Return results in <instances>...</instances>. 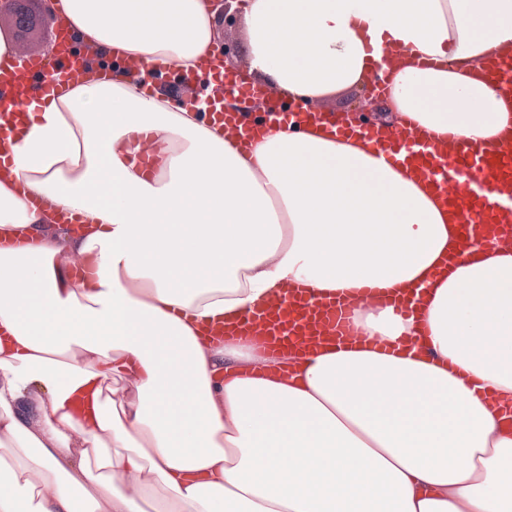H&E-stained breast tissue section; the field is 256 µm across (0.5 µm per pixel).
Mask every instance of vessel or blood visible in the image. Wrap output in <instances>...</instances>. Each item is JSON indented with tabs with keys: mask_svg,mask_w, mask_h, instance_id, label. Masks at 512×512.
Here are the masks:
<instances>
[{
	"mask_svg": "<svg viewBox=\"0 0 512 512\" xmlns=\"http://www.w3.org/2000/svg\"><path fill=\"white\" fill-rule=\"evenodd\" d=\"M486 69L502 91L512 92V51L490 56ZM56 75L80 79L82 65L66 52L51 58L19 56L8 72L0 73V88L10 90L7 104L17 111L29 94L33 77ZM247 97L262 123L312 122L340 136L350 133L375 141L387 163L402 165L406 172L433 185L456 215L463 246L475 245L486 227L504 222L512 225V137L506 144L494 146L455 137L441 143L400 124L380 130L347 112L287 109L257 87L250 88ZM213 118L223 125L226 139L239 149H248L259 125L228 107L215 109ZM211 336L225 343L252 344L267 357L285 362L325 344L361 339L362 334L355 325L354 304L339 295H311L305 285L296 283L243 321L213 328Z\"/></svg>",
	"mask_w": 512,
	"mask_h": 512,
	"instance_id": "1",
	"label": "vessel or blood"
}]
</instances>
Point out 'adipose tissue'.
Instances as JSON below:
<instances>
[{
    "mask_svg": "<svg viewBox=\"0 0 512 512\" xmlns=\"http://www.w3.org/2000/svg\"><path fill=\"white\" fill-rule=\"evenodd\" d=\"M253 81L305 107L388 57L380 126L495 142L512 0H242ZM206 0H53L84 79L0 121V512H512V250L458 246L438 195L368 142L303 124L247 154L151 59L215 96ZM424 299L356 323L421 350L333 345L289 375L211 342L288 283ZM102 462L101 473L89 466ZM487 73L496 81L502 91L512 92V50L495 53L486 61Z\"/></svg>",
    "mask_w": 512,
    "mask_h": 512,
    "instance_id": "ef3b65f1",
    "label": "adipose tissue"
}]
</instances>
